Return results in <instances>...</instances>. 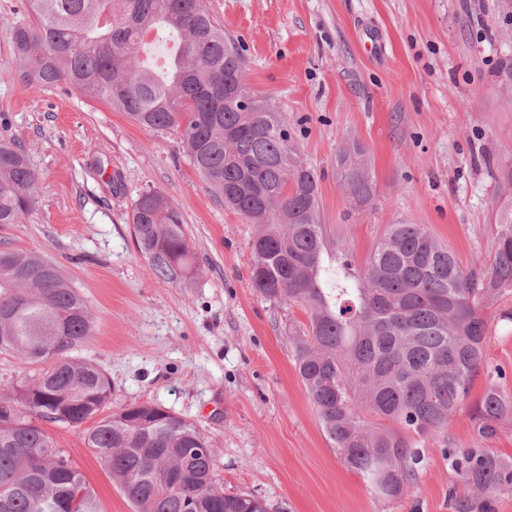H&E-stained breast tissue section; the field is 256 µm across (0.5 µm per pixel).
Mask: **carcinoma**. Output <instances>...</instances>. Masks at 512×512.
I'll list each match as a JSON object with an SVG mask.
<instances>
[{"instance_id":"obj_1","label":"carcinoma","mask_w":512,"mask_h":512,"mask_svg":"<svg viewBox=\"0 0 512 512\" xmlns=\"http://www.w3.org/2000/svg\"><path fill=\"white\" fill-rule=\"evenodd\" d=\"M12 24L13 53L31 87L65 84L139 126L176 128L189 163L224 207L256 225L250 287L307 323L288 328L295 368L321 427L345 464L384 499L416 481L418 443L439 438L477 512L512 488V462L490 451L512 420V398L488 383L472 411L473 445L449 435L485 361L482 307L512 288V210L496 216L488 264L460 266L421 224H390L365 263L329 249L317 175L288 117L251 92L245 62L204 0H26ZM158 30L146 43L143 32ZM352 207L374 182L357 147L336 156ZM25 152L0 143V225L36 204ZM132 231L152 274L179 287L198 275L179 208L149 190L134 201ZM90 309L62 267L35 251L0 248V354L33 367L0 394V512H101L94 489L56 446L47 424L80 427L133 512H268L255 496L226 494L216 442L194 421L153 403L112 408V380L76 352L93 333Z\"/></svg>"}]
</instances>
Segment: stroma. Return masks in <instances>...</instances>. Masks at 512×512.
Here are the masks:
<instances>
[{
    "instance_id": "35a3bbf8",
    "label": "stroma",
    "mask_w": 512,
    "mask_h": 512,
    "mask_svg": "<svg viewBox=\"0 0 512 512\" xmlns=\"http://www.w3.org/2000/svg\"><path fill=\"white\" fill-rule=\"evenodd\" d=\"M245 59L246 82L287 114L319 176L328 234L364 262L391 224H421L462 267L490 262L497 213L512 204L497 180L512 165V37L498 0H205ZM23 0H0V139L27 152L37 205L0 241L61 264L95 325L81 358L112 379V407L151 402L192 419L219 447L228 493L264 499L269 512H455L464 491L422 442L414 487L386 500L347 468L324 434L295 370L285 331L301 308L250 286L256 231L224 208L189 164L178 131L143 129L104 102L61 85L37 90L11 44ZM364 153L369 209L351 211L336 172L348 147ZM164 192L183 214L202 274L180 288L154 277L132 235L139 194ZM512 289L484 310L486 363L449 433L473 441L471 409L488 373L512 396ZM94 488L102 512H131L80 428L49 426Z\"/></svg>"
}]
</instances>
